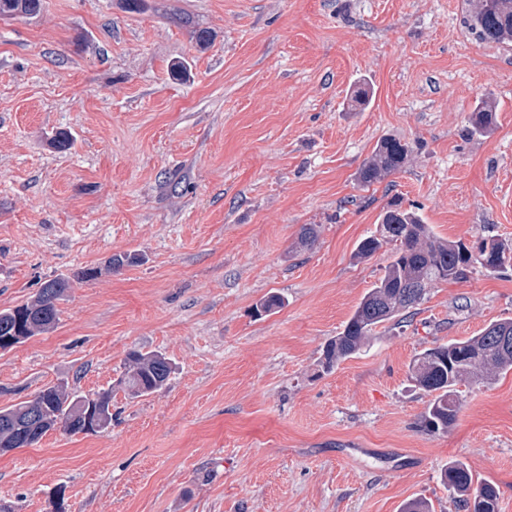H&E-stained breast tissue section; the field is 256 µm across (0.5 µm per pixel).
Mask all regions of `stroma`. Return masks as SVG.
<instances>
[{"instance_id": "1", "label": "stroma", "mask_w": 512, "mask_h": 512, "mask_svg": "<svg viewBox=\"0 0 512 512\" xmlns=\"http://www.w3.org/2000/svg\"><path fill=\"white\" fill-rule=\"evenodd\" d=\"M466 0H42L0 17V310L55 277L48 333L0 351V407L64 384L112 392L97 433L55 428L0 454L11 512H462L449 463L512 512V371L461 384L427 431L409 377L424 349L512 319V266L428 289L408 323L319 365L391 260L355 250L387 204L467 245L512 240V45L468 28ZM210 31L198 47L196 30ZM185 71L173 78L175 63ZM373 96L348 109L354 83ZM484 99L487 137L468 133ZM71 134L64 151L56 131ZM409 143L370 187L377 142ZM314 224L312 248L299 245ZM142 263L114 271L116 253ZM97 274L81 278L82 270ZM278 294L282 308L254 306ZM174 364L137 399L129 351ZM496 111L488 100L478 102L469 119L471 135L488 136L496 128ZM412 148L399 138L385 137L372 151L371 157L360 168L357 176L362 186L380 182L386 176L401 171L411 154Z\"/></svg>"}]
</instances>
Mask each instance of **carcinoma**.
I'll list each match as a JSON object with an SVG mask.
<instances>
[{
	"mask_svg": "<svg viewBox=\"0 0 512 512\" xmlns=\"http://www.w3.org/2000/svg\"><path fill=\"white\" fill-rule=\"evenodd\" d=\"M468 27L485 43H512V0H468ZM41 0H0V16L17 12L32 18L41 10ZM366 84H358L350 93L351 106L364 109L370 104ZM496 113L487 100L478 102L469 119L472 135L488 136L496 128ZM412 148L396 137L381 139L371 157L360 168L358 182L370 186L401 171ZM379 223L391 226V235L362 240L355 256L367 259L383 245H395L391 263L383 276L357 305L342 332L323 347L321 367L332 370L340 361L359 353L378 325L401 316L418 306L429 286L463 277L466 272L485 265L470 256L460 240L437 237L418 211L393 202L379 216ZM483 256L496 269L512 261V243L499 238L484 239L479 245ZM70 288V280L56 277L44 282L39 291L24 303L0 310V343L17 336H36L53 329L58 322L57 302ZM512 336V319L491 323L478 335L428 348L418 354L410 366V378L422 391L433 396L424 413V423L433 432H446L456 421L460 409L457 386L465 381L492 384L512 371V349L502 350L496 337ZM172 373L171 362L160 352L132 351L119 386L130 397H144L162 389ZM99 403L92 415L82 409L78 395L63 384L41 390L32 400L0 408V448L32 445L49 430L71 424L88 433L85 422L94 418L112 421V391L95 393ZM443 483L466 510L499 512L496 486L474 484L469 469L462 463L448 464Z\"/></svg>",
	"mask_w": 512,
	"mask_h": 512,
	"instance_id": "1",
	"label": "carcinoma"
}]
</instances>
